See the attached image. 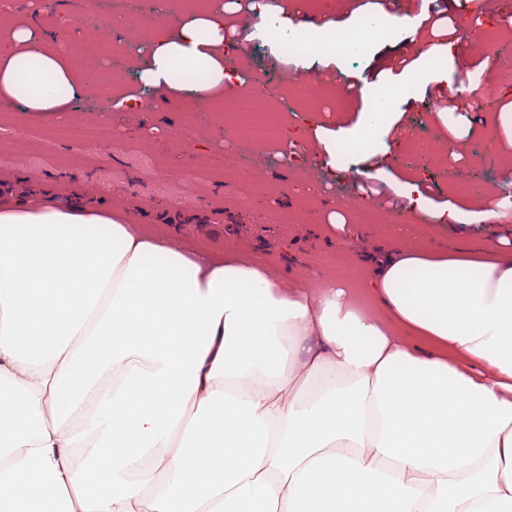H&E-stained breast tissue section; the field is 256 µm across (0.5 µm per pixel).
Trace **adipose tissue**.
<instances>
[{
  "label": "adipose tissue",
  "instance_id": "ef3b65f1",
  "mask_svg": "<svg viewBox=\"0 0 512 512\" xmlns=\"http://www.w3.org/2000/svg\"><path fill=\"white\" fill-rule=\"evenodd\" d=\"M162 7L140 85H244L237 0ZM33 60V117L94 96L36 14L0 9V99ZM471 254L287 289L102 205L0 201V512H512V249Z\"/></svg>",
  "mask_w": 512,
  "mask_h": 512
}]
</instances>
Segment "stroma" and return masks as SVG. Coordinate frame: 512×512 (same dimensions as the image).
I'll return each instance as SVG.
<instances>
[{
	"label": "stroma",
	"mask_w": 512,
	"mask_h": 512,
	"mask_svg": "<svg viewBox=\"0 0 512 512\" xmlns=\"http://www.w3.org/2000/svg\"><path fill=\"white\" fill-rule=\"evenodd\" d=\"M329 16L338 33L354 32L368 16L382 18L391 34L367 40L358 50L332 56L329 71L340 72L359 84L357 93L337 91L336 111L294 110L288 115V134L302 141L312 123L335 131L340 142H354V132L375 108L379 87H405L380 126L378 146L354 158L357 170H370L367 182L344 178L340 170L323 165L320 156L304 152L299 166L286 163L278 148L258 146L250 164L265 175L263 185L246 184L231 166L228 153L235 140L203 139L210 115L189 114L180 101L161 103L159 112H99L95 101L83 98L63 120H43L22 113L15 102L0 100V193L27 197L32 188L68 203L76 196L104 204L136 218L148 232L167 235L179 246L217 255L240 254L270 267L283 287H294L310 270L360 276L357 266L337 271L335 259L346 251L377 265L388 246L417 245L434 249L460 241L477 249L493 246L498 238L512 240V223L433 224L418 231L404 224H362L345 200L368 194L379 208H403L402 187L413 181L401 144L412 126L450 140L446 160L431 165L429 177L417 182L434 207H457L467 212L493 208L496 197L487 184L512 188V130L500 120L512 114V88L480 101L463 97L448 121L432 105L448 87L461 80L457 59L447 52L445 30L435 19L469 24L480 18L485 28L498 31L512 0H404L403 14L382 9L379 0H330ZM22 12L39 10L44 27L58 37L75 38L79 19L91 12L145 11L148 0H16ZM195 120L200 135L192 144L173 136L187 120ZM101 123L112 131V147L102 153L78 152L56 134L60 124ZM197 166L200 178L167 183L152 179V166ZM455 168L461 188H448L443 174ZM280 212L277 223L268 212Z\"/></svg>",
	"instance_id": "35a3bbf8"
}]
</instances>
